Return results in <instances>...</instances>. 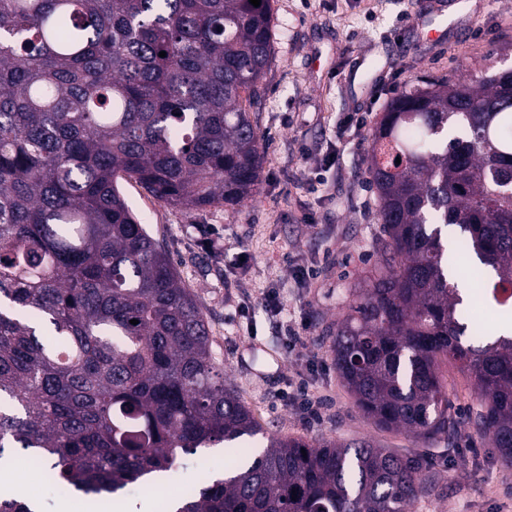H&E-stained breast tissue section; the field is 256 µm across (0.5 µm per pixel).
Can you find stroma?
Wrapping results in <instances>:
<instances>
[{
    "label": "stroma",
    "instance_id": "35a3bbf8",
    "mask_svg": "<svg viewBox=\"0 0 512 512\" xmlns=\"http://www.w3.org/2000/svg\"><path fill=\"white\" fill-rule=\"evenodd\" d=\"M273 0L272 61L251 118L263 146L254 196L233 207L182 210L133 182L120 188L193 294L224 382L264 434L309 442L366 441L421 455L434 478L411 512H512V467L472 427L426 443L378 428L357 408L334 364L330 338L376 260L377 220L366 155L390 101L419 80L468 79L512 68V0ZM326 190L310 192L309 169ZM219 239L220 252L206 242ZM313 273L307 283L296 269ZM284 311L271 315L266 293ZM306 323L287 346L288 324ZM453 410L476 408L473 381L442 362ZM223 446L182 458L155 494L140 483L98 503L71 504L39 476L23 493L39 512H164L189 485L222 475Z\"/></svg>",
    "mask_w": 512,
    "mask_h": 512
}]
</instances>
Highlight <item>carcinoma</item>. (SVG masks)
I'll return each instance as SVG.
<instances>
[{
  "label": "carcinoma",
  "mask_w": 512,
  "mask_h": 512,
  "mask_svg": "<svg viewBox=\"0 0 512 512\" xmlns=\"http://www.w3.org/2000/svg\"><path fill=\"white\" fill-rule=\"evenodd\" d=\"M272 17V0H0V466L34 455L61 490L105 497L217 443L247 463L176 512H410L425 490L422 458L366 443L271 434L253 455L260 428L208 323L118 188L186 209L254 194ZM369 174L378 260L336 327V370L367 418L429 441L458 431L439 362L458 363L469 423L512 466V337L463 343L451 276L475 256L512 312V69L396 96ZM0 512L34 510L0 495Z\"/></svg>",
  "instance_id": "carcinoma-1"
}]
</instances>
